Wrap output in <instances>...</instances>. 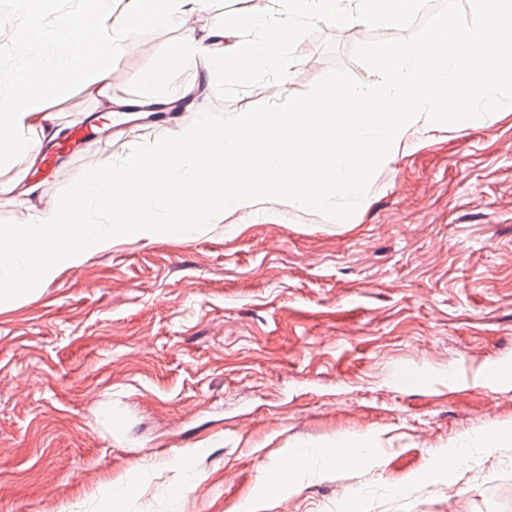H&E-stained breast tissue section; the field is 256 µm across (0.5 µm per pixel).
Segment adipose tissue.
I'll use <instances>...</instances> for the list:
<instances>
[{
    "instance_id": "adipose-tissue-1",
    "label": "adipose tissue",
    "mask_w": 512,
    "mask_h": 512,
    "mask_svg": "<svg viewBox=\"0 0 512 512\" xmlns=\"http://www.w3.org/2000/svg\"><path fill=\"white\" fill-rule=\"evenodd\" d=\"M393 2V9L383 10L378 0H280L277 14L261 9L253 13L243 38L234 39L233 27L223 25L212 29L205 42L187 36L179 56L188 68H199L207 74L219 68L228 55L245 61L259 57L270 59L274 56L271 32L292 31L301 20L328 18L343 25L390 27L418 4V0ZM91 27L97 34L92 49L70 48L67 62L77 67L82 87L98 89L102 86L105 69L127 47L131 27L128 21H115L108 13L98 14ZM46 108L45 98L37 93L20 95L14 87H0V128L11 132L10 138L0 139V148L37 154L41 142L30 138L29 133L42 126Z\"/></svg>"
}]
</instances>
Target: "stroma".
Instances as JSON below:
<instances>
[{
	"mask_svg": "<svg viewBox=\"0 0 512 512\" xmlns=\"http://www.w3.org/2000/svg\"><path fill=\"white\" fill-rule=\"evenodd\" d=\"M86 0H0V75L25 61L52 97V166L0 157V221L56 201L86 170L170 135L196 111L239 115L300 95L330 69L371 82L352 51L396 28L309 20L286 61L226 59L203 79L179 61L187 32L248 18L209 0L176 26L133 18L105 94L48 72ZM157 95L166 122L113 116ZM90 139L60 151L73 124ZM512 106L413 136L335 221L265 200L172 238L113 239L34 299L0 306V512H512V447L475 448L454 480L439 454L512 424ZM121 425H114L113 414ZM358 438L370 455L269 477L295 453ZM132 488L111 501L112 485Z\"/></svg>",
	"mask_w": 512,
	"mask_h": 512,
	"instance_id": "1",
	"label": "stroma"
}]
</instances>
